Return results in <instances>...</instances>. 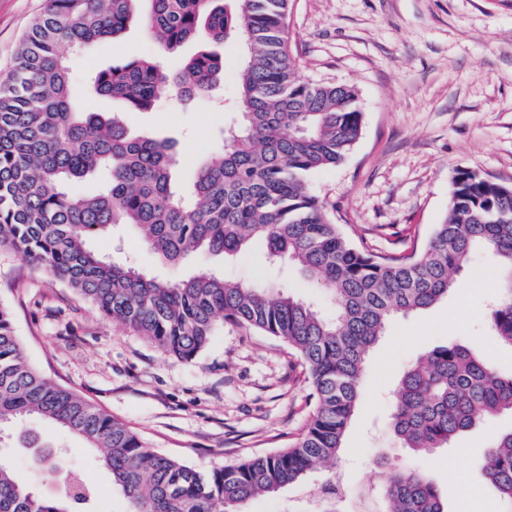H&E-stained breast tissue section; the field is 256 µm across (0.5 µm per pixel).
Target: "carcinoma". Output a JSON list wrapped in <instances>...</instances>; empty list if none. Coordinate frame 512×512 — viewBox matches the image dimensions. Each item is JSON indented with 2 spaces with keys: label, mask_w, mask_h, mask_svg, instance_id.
<instances>
[{
  "label": "carcinoma",
  "mask_w": 512,
  "mask_h": 512,
  "mask_svg": "<svg viewBox=\"0 0 512 512\" xmlns=\"http://www.w3.org/2000/svg\"><path fill=\"white\" fill-rule=\"evenodd\" d=\"M290 0H46L0 83V247L9 246L66 281L106 318L164 354L194 360L229 323L280 339L301 362L314 411L287 448L211 472L156 453L135 430L57 385L28 362L9 313L0 306V435L20 448L51 443L26 426L37 416L76 435L127 503L126 512H243L260 495L322 489V512H337L330 491L371 348L399 315L424 311L448 296L471 254L488 253L498 273L490 328L512 349V185L457 171L448 213L422 250L381 256L358 248L309 189L315 172L343 163L362 132L354 88L304 82L288 45ZM142 25L171 53L200 33L206 44L171 72L159 59L92 73V90L146 112L164 95L193 100L224 78L213 49L239 40L237 119L224 143L195 170L189 194L174 174L175 144L132 133L114 112L73 102L62 46L85 49L120 41ZM101 172L107 185L76 196L70 182ZM119 224L165 264L199 254L237 257L253 240L272 263L294 264L305 283L328 295L335 311L319 314L295 294L200 271L170 282L91 247ZM512 412V375L461 340L429 349L398 382L389 425L416 453L448 447L461 433ZM321 466L331 476L308 483ZM66 473L60 493L43 497L0 458V512H95L94 483ZM480 481L512 505V431L484 450ZM377 512H448L422 470L393 469L377 492Z\"/></svg>",
  "instance_id": "obj_1"
}]
</instances>
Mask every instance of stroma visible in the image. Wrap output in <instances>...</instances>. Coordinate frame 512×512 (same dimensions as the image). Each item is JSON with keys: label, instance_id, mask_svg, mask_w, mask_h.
<instances>
[{"label": "stroma", "instance_id": "obj_1", "mask_svg": "<svg viewBox=\"0 0 512 512\" xmlns=\"http://www.w3.org/2000/svg\"><path fill=\"white\" fill-rule=\"evenodd\" d=\"M44 5L0 0V77L12 72L19 43ZM288 23L298 77L347 83L358 94L360 139L343 164L310 178L314 194L356 245L382 255L424 246L448 211L458 169L512 185V0H292ZM201 46L197 40L164 55L136 26L120 44L106 40L67 53L77 102L89 112H123L120 103L86 95L88 70L159 55L175 71ZM239 57L238 43L225 42L226 73L212 96L164 97L151 111L123 112L131 130L175 141L180 184L221 146V130L235 117ZM92 246L115 257L129 254L141 270L172 281L216 268L231 279L288 289L322 314L334 311L295 269L267 264L260 242L231 261L205 256L179 266L160 264L129 226L114 227L111 238ZM492 268L480 256L447 298L390 322L367 360L362 407L337 465L353 484L380 485L389 468H418L432 478L448 512H500L478 470L490 440L512 429V413L479 422L457 436L452 449L430 455L400 450L387 426L402 372L434 345L466 341L500 373H512V350L496 342L488 321L496 294ZM0 306L46 378L134 428L156 452L199 470L287 447L313 411L305 372L281 341L228 324L195 360L170 358L9 247L0 248ZM452 309L463 313L462 323L448 321ZM28 426L67 450L53 467L36 463L30 450L9 451L37 493L56 496L63 475L74 469L109 485L78 437L38 418Z\"/></svg>", "mask_w": 512, "mask_h": 512}]
</instances>
